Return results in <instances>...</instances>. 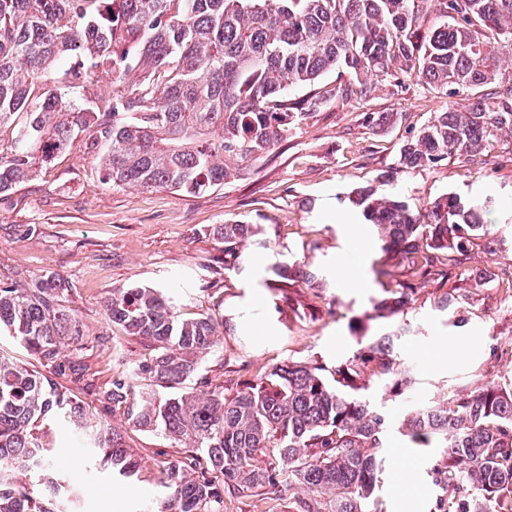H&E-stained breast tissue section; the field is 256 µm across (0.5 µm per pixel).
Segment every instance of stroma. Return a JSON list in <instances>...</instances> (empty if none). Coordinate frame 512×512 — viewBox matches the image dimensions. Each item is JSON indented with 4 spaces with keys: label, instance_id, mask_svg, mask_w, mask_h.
<instances>
[{
    "label": "stroma",
    "instance_id": "stroma-1",
    "mask_svg": "<svg viewBox=\"0 0 512 512\" xmlns=\"http://www.w3.org/2000/svg\"><path fill=\"white\" fill-rule=\"evenodd\" d=\"M467 102V95L450 98L414 80L399 94L391 86H377L367 99L311 114L284 133L269 159L249 163L245 176L197 194L104 186L94 155L77 149L62 153L35 180L0 198V281L28 287L48 271L69 281L67 306L77 310L89 331L104 327L112 337L106 349L93 348L85 356L98 369L102 390L112 383L113 364L130 369L153 353L147 341L105 322L104 300L113 289L135 285L173 296L181 317L207 312L233 318L236 334L204 359L202 371L209 376L243 364L257 370L287 360L345 359L356 347L350 318L369 312L372 298L382 293L372 272L380 256L375 237L346 197L393 166L410 132L435 113ZM368 112H395L399 120L376 132L364 122ZM388 190L413 206L448 192L495 201L490 244L478 273L462 283L469 302L462 307L461 324L435 310L441 289L434 284L419 287L404 315L370 324L374 333L398 324L407 330L400 352L413 375L408 398L391 396L378 382L367 393L371 404L395 421L404 401H434L467 384L473 372L494 384L512 381V291L497 279L512 269V138H501L472 163L451 157L400 174ZM234 222L269 227L268 248L245 243L250 260L239 274L212 264L223 256L224 244L211 226ZM311 240L319 248L309 255L303 245ZM280 253L317 266L330 283L327 291L318 295L306 289L293 303L275 305L267 269ZM348 266L360 273L363 287L346 286ZM257 323L267 329L264 338L251 331ZM468 338L473 347L459 352L457 342ZM108 421L124 432L148 470L159 472L156 453L167 449V441L130 429L123 415ZM41 428L60 460L72 465L83 512H137L143 498L164 496V487L154 480L143 482L141 497L130 495L128 487L102 484L77 468L82 450L57 420H45ZM385 455L383 491L390 512L405 496L414 512H432L435 492L427 471L434 451L407 448L394 431ZM403 466L414 475L407 486L397 480Z\"/></svg>",
    "mask_w": 512,
    "mask_h": 512
}]
</instances>
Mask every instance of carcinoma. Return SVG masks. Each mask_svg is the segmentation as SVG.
I'll return each instance as SVG.
<instances>
[{"mask_svg": "<svg viewBox=\"0 0 512 512\" xmlns=\"http://www.w3.org/2000/svg\"><path fill=\"white\" fill-rule=\"evenodd\" d=\"M430 15L440 24L424 32ZM511 52L512 0H0V129H12L0 153L1 197L76 146L97 155L104 185L198 193L243 176L285 129L366 99L379 83L395 93L412 78L450 97L472 92L467 106L414 131L394 167L347 196L380 241L374 274L387 293L349 321L356 348L347 359L287 361L215 383L201 364L235 331L230 319L182 318L157 288L112 290L108 321L157 350L133 369L150 387L135 392L121 371L97 393L100 411L119 410L181 449L160 453L169 495L144 512H224L226 497L272 501L283 491L287 512H386L392 422L362 392L378 380L400 397L412 376L399 358L405 330L371 334L368 322L404 312L421 283L444 286L473 271L493 200L450 192L420 211L379 187L452 156L473 162L512 137V75L499 68ZM331 72L336 84L288 98ZM106 76L112 94H79ZM365 118L381 130L399 115ZM211 231L224 241V270L239 273L241 248L264 225ZM268 272L282 300L292 287L329 288L303 261ZM69 292L55 273L30 288L0 282V331L32 358L26 366L0 355V512H78V488L40 432L47 418L83 438L112 480L146 477L122 431L89 416L56 381L93 392L82 364L89 332L65 305ZM465 302L452 287L434 308L453 316ZM397 430L409 448L441 449L427 472L434 512H512V384L475 374L436 401L407 403Z\"/></svg>", "mask_w": 512, "mask_h": 512, "instance_id": "obj_1", "label": "carcinoma"}]
</instances>
